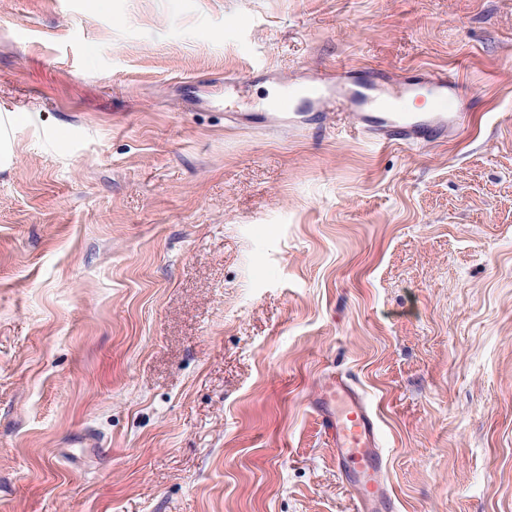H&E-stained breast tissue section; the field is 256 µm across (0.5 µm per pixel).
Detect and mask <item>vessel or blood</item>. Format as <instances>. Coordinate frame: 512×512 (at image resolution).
Masks as SVG:
<instances>
[{
    "label": "vessel or blood",
    "mask_w": 512,
    "mask_h": 512,
    "mask_svg": "<svg viewBox=\"0 0 512 512\" xmlns=\"http://www.w3.org/2000/svg\"><path fill=\"white\" fill-rule=\"evenodd\" d=\"M386 86L384 77L374 72L353 82L325 80L304 97L302 107L290 104L268 110L261 113L258 125L272 132L300 134L307 128L303 112L334 106L344 111L354 131L381 147L441 143L462 130L465 113L452 107L406 111L410 88L390 92ZM457 87V81L444 72L431 73L424 82L426 94L437 100H453ZM311 407L329 434L337 470L352 492L356 512H395V495L379 446L378 418L364 395L347 379L330 375Z\"/></svg>",
    "instance_id": "obj_1"
}]
</instances>
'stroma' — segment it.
Instances as JSON below:
<instances>
[{"mask_svg": "<svg viewBox=\"0 0 512 512\" xmlns=\"http://www.w3.org/2000/svg\"><path fill=\"white\" fill-rule=\"evenodd\" d=\"M259 66L234 110L429 70L472 117L272 137L209 84ZM1 113L0 512H354L329 374L396 512H512V0H0ZM311 407L329 434L337 470L352 492L355 510L394 512L378 418L364 395L342 376L328 375Z\"/></svg>", "mask_w": 512, "mask_h": 512, "instance_id": "35a3bbf8", "label": "stroma"}]
</instances>
